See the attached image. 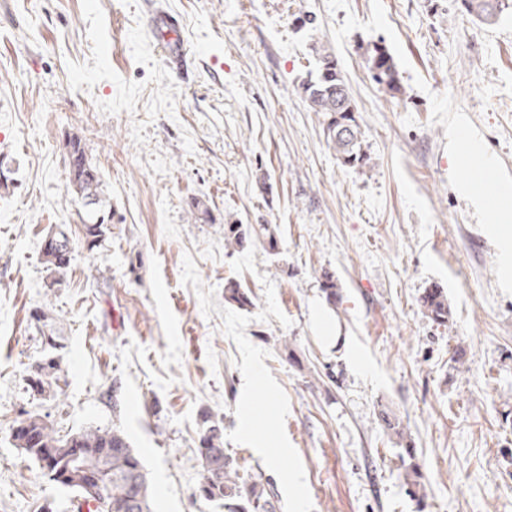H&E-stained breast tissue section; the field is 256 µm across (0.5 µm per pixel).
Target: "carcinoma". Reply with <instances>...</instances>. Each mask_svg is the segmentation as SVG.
I'll list each match as a JSON object with an SVG mask.
<instances>
[{"label":"carcinoma","instance_id":"obj_1","mask_svg":"<svg viewBox=\"0 0 512 512\" xmlns=\"http://www.w3.org/2000/svg\"><path fill=\"white\" fill-rule=\"evenodd\" d=\"M464 13L486 27L499 23L503 13L512 9V0H461ZM330 52L316 53L314 69L299 85V92L310 109L322 117V130L329 148L345 166L355 167L365 161L364 133L357 116L350 89L337 68ZM368 70L372 81L385 92L396 96L403 93L394 56L383 44L373 45L368 55ZM69 159V189L86 207L85 234L96 243L105 236L107 222L101 214V184L96 168L87 159L81 139L77 136L66 143ZM250 233L240 224L224 225V241L239 248L245 246ZM224 301L237 306L252 304L249 292L233 280L224 284ZM424 314L438 324L448 323V298L438 287L427 288L419 298ZM59 376L55 364L50 362L37 368L34 386L38 392L51 395L58 388ZM377 421L384 431L403 438V426L397 416L383 407L378 410ZM13 443L26 449L36 463L50 449L66 448L73 443L79 448H110L109 460L112 479L105 486L112 499V512H155L148 473L141 456L127 435L118 427H88L61 435L55 427L39 416L31 415L13 428ZM198 456L202 478L197 488L199 496L216 502L224 512H274L275 490L268 482L240 475L233 458L224 451L220 427L203 417V433Z\"/></svg>","mask_w":512,"mask_h":512}]
</instances>
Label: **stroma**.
Returning a JSON list of instances; mask_svg holds the SVG:
<instances>
[{
    "instance_id": "stroma-1",
    "label": "stroma",
    "mask_w": 512,
    "mask_h": 512,
    "mask_svg": "<svg viewBox=\"0 0 512 512\" xmlns=\"http://www.w3.org/2000/svg\"><path fill=\"white\" fill-rule=\"evenodd\" d=\"M161 4L186 69L154 47L143 0H0V512H77L13 445L35 414L63 434L120 425L157 512H223L197 494L206 416L273 485L275 512H512V207L496 203L512 188V14L485 27L455 0ZM376 43L402 95L371 81ZM318 47L352 91L363 166L337 160L298 93ZM73 135L111 211L91 250L67 192ZM228 224L271 225L277 251L226 245ZM58 225L75 250L53 278L41 248ZM229 280L252 307L225 302ZM434 286L444 327L418 303ZM48 358L53 397L29 382ZM382 404L403 439L378 426Z\"/></svg>"
}]
</instances>
